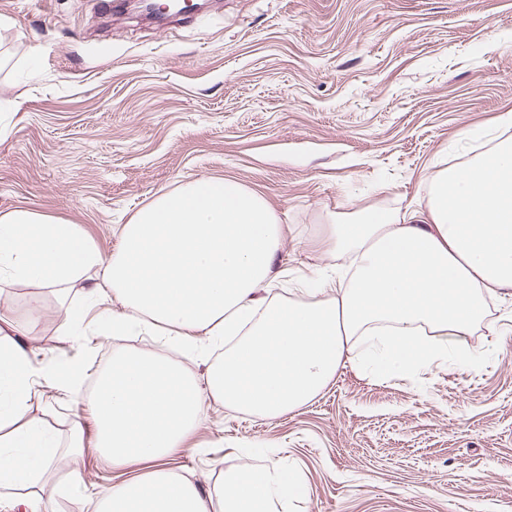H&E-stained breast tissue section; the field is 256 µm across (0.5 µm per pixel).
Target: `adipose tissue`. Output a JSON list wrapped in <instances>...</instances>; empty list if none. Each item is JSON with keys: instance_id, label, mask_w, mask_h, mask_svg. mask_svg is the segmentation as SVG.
<instances>
[{"instance_id": "ef3b65f1", "label": "adipose tissue", "mask_w": 512, "mask_h": 512, "mask_svg": "<svg viewBox=\"0 0 512 512\" xmlns=\"http://www.w3.org/2000/svg\"><path fill=\"white\" fill-rule=\"evenodd\" d=\"M119 239L106 255L78 225L25 209L2 214L0 280L64 290L94 274L89 296L120 305L101 320L102 334L171 337L208 360L206 382L151 352L113 355L84 388L91 424L75 422L63 444L26 418L42 375L29 329L0 324V512H68L52 476L63 465L81 482L89 446L115 467L155 465L102 493L95 512H280L302 493L293 472L244 462L206 495L159 463L188 448L208 399L274 418L360 359L382 377L450 360L477 367L446 339L468 335L489 299L512 289V137L441 169L422 210L371 209L330 225L319 250L353 254L356 269L340 287L318 282L303 303L264 300L281 275L282 219L239 182L199 178L159 195Z\"/></svg>"}]
</instances>
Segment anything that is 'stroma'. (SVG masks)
<instances>
[{"label":"stroma","instance_id":"1","mask_svg":"<svg viewBox=\"0 0 512 512\" xmlns=\"http://www.w3.org/2000/svg\"><path fill=\"white\" fill-rule=\"evenodd\" d=\"M0 214L27 209L79 225L103 253L157 196L201 178H233L284 216L287 281L330 273L313 240L330 218L422 208L428 186L465 143L512 136V0H217L164 28L107 14L101 0H0ZM84 337L66 341L54 292L0 285V316L36 319L43 366L107 352L173 356L150 336L95 335L112 300L68 291ZM466 347L475 371L435 367L380 378L346 366L309 403L273 419L209 401L194 448L164 466L209 491L242 460L302 477L288 512H512V291ZM88 414L76 392L47 385L30 420L67 441ZM87 449L69 512L151 471Z\"/></svg>","mask_w":512,"mask_h":512}]
</instances>
